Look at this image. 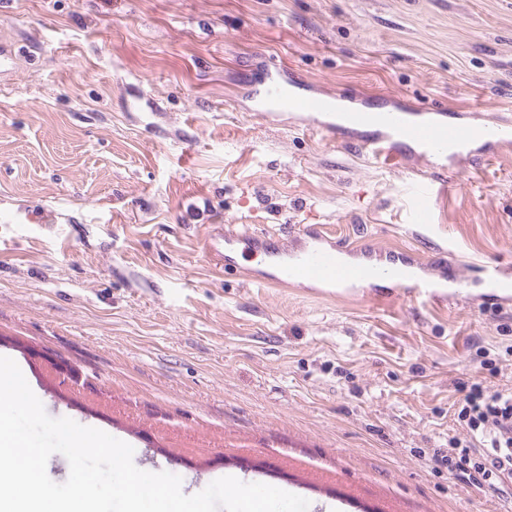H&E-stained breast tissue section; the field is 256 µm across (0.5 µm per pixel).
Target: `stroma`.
<instances>
[{
    "label": "stroma",
    "instance_id": "obj_1",
    "mask_svg": "<svg viewBox=\"0 0 512 512\" xmlns=\"http://www.w3.org/2000/svg\"><path fill=\"white\" fill-rule=\"evenodd\" d=\"M0 356L53 418L134 449L183 493L228 474L308 512H512L433 459L474 382L512 389V141L436 162L369 134L262 120L277 75L357 108L512 122V0H0ZM296 247L407 250L437 301L387 284L270 288L261 255L209 260L207 225ZM501 358L481 367V349ZM445 192L448 189V168L432 170L430 177L419 184L418 189L412 196L410 218L411 223L421 226L427 225L431 215L432 197L435 185Z\"/></svg>",
    "mask_w": 512,
    "mask_h": 512
}]
</instances>
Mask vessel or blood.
Masks as SVG:
<instances>
[{
  "mask_svg": "<svg viewBox=\"0 0 512 512\" xmlns=\"http://www.w3.org/2000/svg\"><path fill=\"white\" fill-rule=\"evenodd\" d=\"M258 112L262 119H269V107L279 111L309 114L307 130L313 135L333 132V125L319 122L318 114L328 112L332 104L329 100L314 96L291 93L281 88L277 80H269L258 92ZM349 118L353 123L377 122L383 129L382 135L363 141L361 148L376 156L391 157L395 142L413 143L436 154H445L448 147H458L473 143L485 135L479 126L434 121H417L406 112L387 110L367 112L352 110ZM448 171L440 168L432 170L426 181L419 184L412 197L410 218L412 223L427 225L432 209L435 189H447ZM264 246V254L271 266L270 272L260 279L269 287H284L288 283L304 281L323 284L329 287L354 286L371 280H386L396 287L406 289L414 296L438 298L439 293L432 281L411 275L409 261L396 257L382 262L343 257L324 228L308 232L306 244L291 251L277 245L273 238L248 231L226 230L208 236V251L215 265L224 273L233 272L235 265L229 256L238 249Z\"/></svg>",
  "mask_w": 512,
  "mask_h": 512,
  "instance_id": "b4317fda",
  "label": "vessel or blood"
}]
</instances>
